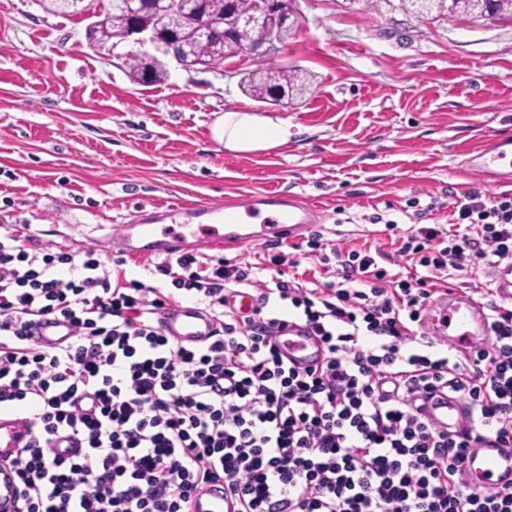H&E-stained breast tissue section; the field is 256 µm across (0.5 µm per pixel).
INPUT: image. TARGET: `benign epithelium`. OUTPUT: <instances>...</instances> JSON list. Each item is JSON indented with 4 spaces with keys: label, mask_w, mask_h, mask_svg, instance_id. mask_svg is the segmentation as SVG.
<instances>
[{
    "label": "benign epithelium",
    "mask_w": 512,
    "mask_h": 512,
    "mask_svg": "<svg viewBox=\"0 0 512 512\" xmlns=\"http://www.w3.org/2000/svg\"><path fill=\"white\" fill-rule=\"evenodd\" d=\"M297 0H250L249 9L224 21V25L204 27L201 34L211 41L222 42L223 35L246 40L247 52L240 57L242 62L261 63L267 60L278 44L298 27L300 13ZM202 0H141L131 14L130 24L124 29L122 38L142 46L151 44L155 51L172 56L184 70L191 72L210 71L212 67L193 56L192 48L175 36L167 21L179 17L189 21L201 11ZM463 7L472 20L492 21L487 0H448V9ZM67 9L90 20L85 35L93 30L103 16L98 0H68Z\"/></svg>",
    "instance_id": "7a95c632"
}]
</instances>
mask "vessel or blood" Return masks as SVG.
Instances as JSON below:
<instances>
[{
    "instance_id": "b4317fda",
    "label": "vessel or blood",
    "mask_w": 512,
    "mask_h": 512,
    "mask_svg": "<svg viewBox=\"0 0 512 512\" xmlns=\"http://www.w3.org/2000/svg\"><path fill=\"white\" fill-rule=\"evenodd\" d=\"M466 166L486 184H511L512 136H496L471 151ZM249 218L259 220V229L246 227ZM320 219L318 207L273 190L206 205L156 206L138 210L128 223L119 225L109 237L104 254L172 258L225 246L241 248L259 241L285 242L301 237ZM492 282L496 299L511 303L512 257L494 266ZM228 305L243 318L252 315L258 299L251 292L236 290L229 293ZM489 318L487 303L453 288L429 301L422 313L428 336L463 355L487 342ZM159 320L163 332L187 348L211 344L220 331L210 313L186 302L168 305ZM32 331L34 343L43 349L64 347L76 340L72 330L57 319H36ZM274 343L284 362L299 369L318 366L326 354L320 337L295 322L275 336ZM468 411L467 399L450 393L426 402L422 415L438 429L457 434L467 425ZM35 438L34 426L23 415L0 410V512H16L21 504V485L10 463ZM464 469L469 483L490 489L512 488V448L501 447L487 436L474 439L466 451ZM189 508L190 512H241L242 504L229 491L212 489L195 497Z\"/></svg>"
}]
</instances>
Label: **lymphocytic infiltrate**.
I'll return each instance as SVG.
<instances>
[{"label":"lymphocytic infiltrate","instance_id":"f902f5d3","mask_svg":"<svg viewBox=\"0 0 512 512\" xmlns=\"http://www.w3.org/2000/svg\"><path fill=\"white\" fill-rule=\"evenodd\" d=\"M457 232L423 226L397 256L421 267L404 279L368 251H336L338 281L288 280L282 255L265 264H158L174 287L147 288L111 273L95 250L55 251L0 239V406L28 413L36 441L15 462L23 512H187L217 478L243 512H512V489L463 476L466 436L436 432L413 405L436 389L466 396L469 433L512 447V307L493 305L491 336L467 362L440 355L422 330L432 275L484 271L512 256V193L470 191ZM258 288L253 316L227 308L228 286ZM193 299L221 326L201 348L177 346L157 315ZM58 317L74 344L29 342L35 317ZM305 323L327 348L323 364L287 366L270 341L281 321ZM82 437V456L55 446Z\"/></svg>","mask_w":512,"mask_h":512}]
</instances>
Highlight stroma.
<instances>
[{"mask_svg":"<svg viewBox=\"0 0 512 512\" xmlns=\"http://www.w3.org/2000/svg\"><path fill=\"white\" fill-rule=\"evenodd\" d=\"M301 25L274 55L308 89L281 105L242 92L246 69L131 83L122 53L91 48L87 21L39 0H0V234L77 251L141 207L213 203L276 189L325 210L326 247L392 252L391 233L449 227L470 190L467 152L512 135V20L423 21L374 7L298 0ZM241 108L291 126L287 142L225 151L218 117Z\"/></svg>","mask_w":512,"mask_h":512,"instance_id":"35a3bbf8","label":"stroma"}]
</instances>
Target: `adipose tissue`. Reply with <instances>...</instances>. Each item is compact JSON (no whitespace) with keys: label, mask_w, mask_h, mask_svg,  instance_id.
Listing matches in <instances>:
<instances>
[{"label":"adipose tissue","mask_w":512,"mask_h":512,"mask_svg":"<svg viewBox=\"0 0 512 512\" xmlns=\"http://www.w3.org/2000/svg\"><path fill=\"white\" fill-rule=\"evenodd\" d=\"M290 134L287 121L242 110L225 111L213 130L214 138L225 150L238 154L275 148L287 142Z\"/></svg>","instance_id":"ef3b65f1"}]
</instances>
